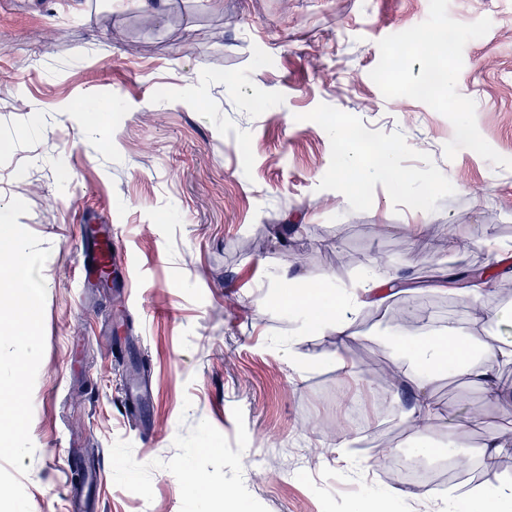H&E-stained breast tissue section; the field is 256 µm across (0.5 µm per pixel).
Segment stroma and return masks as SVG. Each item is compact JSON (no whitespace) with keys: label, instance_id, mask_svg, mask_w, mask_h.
I'll use <instances>...</instances> for the list:
<instances>
[{"label":"stroma","instance_id":"35a3bbf8","mask_svg":"<svg viewBox=\"0 0 512 512\" xmlns=\"http://www.w3.org/2000/svg\"><path fill=\"white\" fill-rule=\"evenodd\" d=\"M421 27L460 34L439 57L452 90H413ZM340 126L406 143L413 192L353 179ZM14 198L51 254L35 453L23 476L0 462V512H73V489L82 512H221L188 492L187 473L243 512H434L441 483L387 499L394 481L374 452L448 450L475 413L458 491L512 478V451L481 462L488 436L512 442V408L480 385L439 374V417L422 429L399 418L406 380L384 391L364 375L451 322L512 337L473 324L435 282L452 264L482 268L485 304L512 308L500 289L512 265L482 244L512 245V0H164L151 14L139 0H0V210ZM103 216L122 233L126 296L77 283L79 226ZM283 239L308 255L291 275L329 298L366 279L403 284L357 312L351 377L332 367L335 337L293 341L298 323L273 298ZM409 298L430 303L427 324L391 320ZM136 364L153 390L145 437L120 405ZM323 420L344 421L346 447Z\"/></svg>","mask_w":512,"mask_h":512}]
</instances>
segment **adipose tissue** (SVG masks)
Listing matches in <instances>:
<instances>
[{
  "label": "adipose tissue",
  "mask_w": 512,
  "mask_h": 512,
  "mask_svg": "<svg viewBox=\"0 0 512 512\" xmlns=\"http://www.w3.org/2000/svg\"><path fill=\"white\" fill-rule=\"evenodd\" d=\"M397 156V146L390 145L369 149L364 156L352 155L349 162L359 181L375 179L404 191L410 187L411 179L396 165ZM384 300V289L364 283L340 301L333 302L323 296L320 288L304 282L294 285L288 307L302 321L298 341H305L313 331L335 337L336 353L332 363L339 377L347 378L352 374L344 354L351 337V315L364 306H380ZM406 361L415 365L408 381L418 399L402 411L401 420L405 423L430 425L436 409L429 390L440 372L480 383L493 401L503 400L512 393V386L496 376L500 367L512 365V340L501 336L465 335L451 325L425 343L399 348L394 356L395 366H402Z\"/></svg>",
  "instance_id": "1"
}]
</instances>
